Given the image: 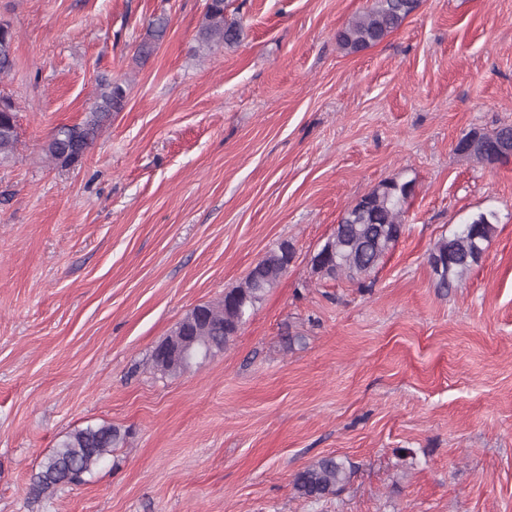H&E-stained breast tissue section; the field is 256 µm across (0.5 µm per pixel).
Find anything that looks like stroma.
Masks as SVG:
<instances>
[{"instance_id": "obj_1", "label": "stroma", "mask_w": 512, "mask_h": 512, "mask_svg": "<svg viewBox=\"0 0 512 512\" xmlns=\"http://www.w3.org/2000/svg\"><path fill=\"white\" fill-rule=\"evenodd\" d=\"M227 2L245 38L208 53L204 0H0L19 132L0 165V512H512V160L454 149L512 123V0H420L358 53L336 32L372 0ZM103 77L124 109L51 162ZM389 179L415 183L395 250L367 286L320 279L313 253ZM490 211L481 261L441 293L434 242ZM283 240L287 274L224 352L156 372L175 324ZM102 423L121 447L27 502L57 442ZM325 455L349 484L299 497ZM168 27L169 18L166 15L155 16L148 24L146 36L136 45L134 51L136 59L147 60L152 56L165 38ZM352 474L351 465L326 455L295 473L293 488L299 497L321 500L338 494L350 482Z\"/></svg>"}]
</instances>
